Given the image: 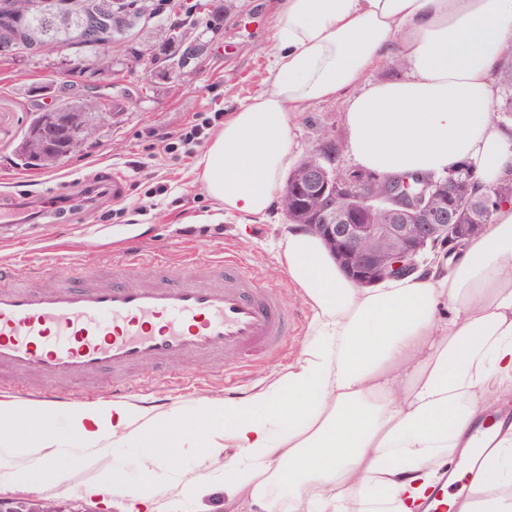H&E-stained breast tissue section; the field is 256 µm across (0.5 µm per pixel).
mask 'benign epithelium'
Listing matches in <instances>:
<instances>
[{
  "label": "benign epithelium",
  "mask_w": 512,
  "mask_h": 512,
  "mask_svg": "<svg viewBox=\"0 0 512 512\" xmlns=\"http://www.w3.org/2000/svg\"><path fill=\"white\" fill-rule=\"evenodd\" d=\"M124 0H97L84 17L81 27L71 28L69 16L58 11L56 0H27L26 10L18 12L14 0L0 3V60L14 61L22 47L40 52L50 43L43 39L67 35L79 39L92 51L97 61L112 60L113 30L126 31L120 19ZM34 21L22 28L18 22ZM209 41L193 34L176 21L163 48L139 54L138 64L145 81L158 74V61L165 60L171 69H187L200 64ZM111 73L96 66L93 78L74 82L70 69L62 72L57 95L76 91L89 101L99 100V89ZM49 120L58 123L61 145L46 148L38 130L29 131L26 155L31 162L50 156L56 168L66 165L73 156L91 147L97 125L78 124V120L45 108ZM317 158L297 166L286 178L281 194L288 220L318 236L340 268L359 288H372L388 280L401 279L420 267V258L428 249L452 253L466 240L480 236L486 220L494 210L495 198L484 196L470 182L450 177L444 181L424 180L391 182L384 191L375 188L377 180L362 171H344L327 161L319 149ZM435 203L428 205L425 198ZM479 209L484 221L474 220ZM0 512H65L56 501L27 497H0Z\"/></svg>",
  "instance_id": "1"
}]
</instances>
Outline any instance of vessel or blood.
<instances>
[{
    "mask_svg": "<svg viewBox=\"0 0 512 512\" xmlns=\"http://www.w3.org/2000/svg\"><path fill=\"white\" fill-rule=\"evenodd\" d=\"M293 325L279 288L233 256L176 263L134 251L108 276L48 285L10 283L0 270V392L36 377L43 385L34 397L51 405L68 400L51 387L60 380L121 396L139 369L175 383L182 359L218 366L227 355L274 351Z\"/></svg>",
    "mask_w": 512,
    "mask_h": 512,
    "instance_id": "obj_1",
    "label": "vessel or blood"
}]
</instances>
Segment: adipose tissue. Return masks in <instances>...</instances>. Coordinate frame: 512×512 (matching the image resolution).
<instances>
[{
    "label": "adipose tissue",
    "mask_w": 512,
    "mask_h": 512,
    "mask_svg": "<svg viewBox=\"0 0 512 512\" xmlns=\"http://www.w3.org/2000/svg\"><path fill=\"white\" fill-rule=\"evenodd\" d=\"M512 0H279L265 87L225 117L197 162L218 209L263 216L295 157L292 131L312 104L347 103V147L376 175L440 176L471 167L512 178V125L492 118ZM405 61L401 77L374 67ZM276 260L311 312L288 369L246 394L206 399L191 415L127 402L71 407L69 432H33L0 402V447L18 456V485L70 484L74 454L148 445L125 512H152L181 472L225 454L224 494L241 512H417L445 460L468 450L484 411L512 403V202L479 238L429 268L376 288L355 286L322 242L292 227ZM468 496L449 512H512V424Z\"/></svg>",
    "instance_id": "1"
}]
</instances>
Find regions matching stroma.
Returning a JSON list of instances; mask_svg holds the SVG:
<instances>
[{"label": "stroma", "instance_id": "1", "mask_svg": "<svg viewBox=\"0 0 512 512\" xmlns=\"http://www.w3.org/2000/svg\"><path fill=\"white\" fill-rule=\"evenodd\" d=\"M277 5L278 0H168L163 16L188 15L201 27L218 23V30L207 35V56L196 69L144 84L135 58L164 37L154 20L136 29L115 55L110 113L98 126L95 147L77 154L62 169L22 168L14 150L36 109L34 90L57 81L70 50L0 61V263L12 264L14 280L32 282L39 267L44 268L48 283L73 271L101 275L133 246L144 254L165 249L175 256L185 248L206 257L230 252L241 255L263 283L280 288L297 321L278 351L247 360L238 355L225 358L223 371H230L233 387H226L223 372L187 359L177 369L188 384L175 394L168 392L155 371L135 372V387L125 396L131 404L187 409L205 397L243 394L267 374L285 369L307 338L309 309L278 270L272 254L286 221L282 209L274 208L261 219L217 210L198 180L196 163L206 144L179 142L191 125L207 120L213 128H221V115L263 89ZM345 108L340 98L307 109L292 131L297 157L306 156L328 136L341 146L337 166L354 169L343 147ZM164 136L172 144L167 151L160 143ZM116 171L126 178L125 196L117 203L110 193ZM90 187L101 189L102 194L87 207L82 196ZM49 192L66 199L58 222H47L42 216L22 219L19 203L34 202ZM145 453L141 445L125 444L101 454L98 464L118 473L123 487L131 488L138 483V462ZM26 493L57 500L74 512L123 509L118 494L91 498L50 484L27 488ZM165 498L179 503L180 512L236 509L217 488L200 498L176 482Z\"/></svg>", "mask_w": 512, "mask_h": 512}]
</instances>
